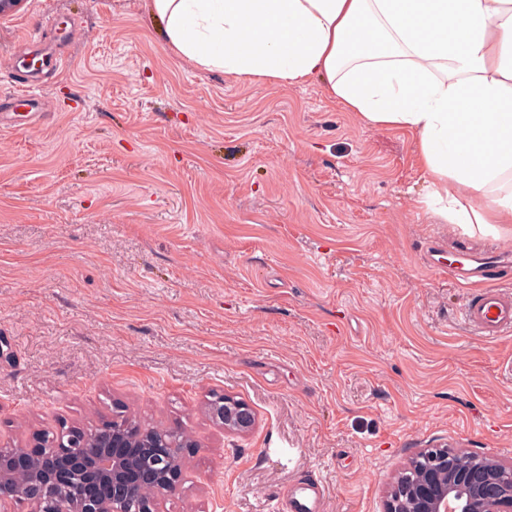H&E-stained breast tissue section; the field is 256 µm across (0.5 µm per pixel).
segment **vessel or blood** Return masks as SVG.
I'll return each mask as SVG.
<instances>
[{
    "instance_id": "vessel-or-blood-1",
    "label": "vessel or blood",
    "mask_w": 512,
    "mask_h": 512,
    "mask_svg": "<svg viewBox=\"0 0 512 512\" xmlns=\"http://www.w3.org/2000/svg\"><path fill=\"white\" fill-rule=\"evenodd\" d=\"M450 250L433 248L430 266L441 273L469 283L470 290L462 309L467 326L480 336L494 340L512 333V290L493 283L492 268H471L451 261ZM324 486L319 479L309 478L293 483L280 505L282 512H321Z\"/></svg>"
}]
</instances>
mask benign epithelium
<instances>
[{
  "label": "benign epithelium",
  "mask_w": 512,
  "mask_h": 512,
  "mask_svg": "<svg viewBox=\"0 0 512 512\" xmlns=\"http://www.w3.org/2000/svg\"><path fill=\"white\" fill-rule=\"evenodd\" d=\"M209 416L225 432L244 435L256 414L243 401L226 396L209 407ZM96 453L68 457L46 442L40 432L25 452L17 454L0 443V482L21 474L12 496H0V512L17 500L30 512H52L49 489L76 480L81 492L65 512H159L160 501L175 494L184 480L186 464L198 448L188 437L169 442L151 432H135L126 423L106 420ZM445 446L424 448L409 462L413 476H399L389 485L383 512H512V463Z\"/></svg>",
  "instance_id": "obj_1"
}]
</instances>
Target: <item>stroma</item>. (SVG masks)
<instances>
[{"label":"stroma","mask_w":512,"mask_h":512,"mask_svg":"<svg viewBox=\"0 0 512 512\" xmlns=\"http://www.w3.org/2000/svg\"><path fill=\"white\" fill-rule=\"evenodd\" d=\"M158 27L147 0L0 18V115L41 87L0 126V442L120 412L181 430L199 447L161 512H276L310 476L324 512H382L429 445L512 461V335L463 323L466 288L426 259L512 234L419 205L410 131L315 80L200 70ZM226 393L248 435L209 419Z\"/></svg>","instance_id":"35a3bbf8"}]
</instances>
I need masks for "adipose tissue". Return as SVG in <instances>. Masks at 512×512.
Wrapping results in <instances>:
<instances>
[{
	"label": "adipose tissue",
	"mask_w": 512,
	"mask_h": 512,
	"mask_svg": "<svg viewBox=\"0 0 512 512\" xmlns=\"http://www.w3.org/2000/svg\"><path fill=\"white\" fill-rule=\"evenodd\" d=\"M178 55L247 81L319 80L417 137L423 204L512 228V0H150Z\"/></svg>",
	"instance_id": "adipose-tissue-1"
}]
</instances>
